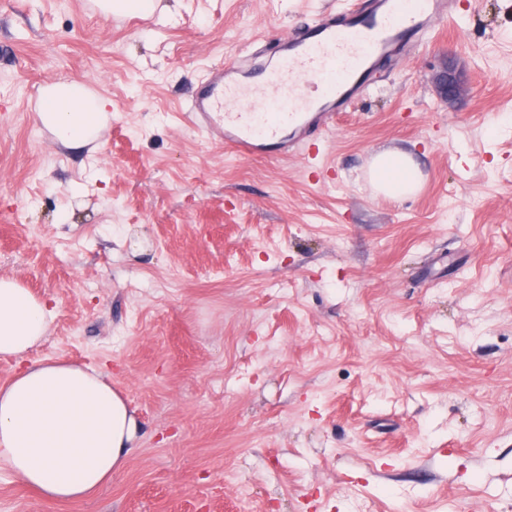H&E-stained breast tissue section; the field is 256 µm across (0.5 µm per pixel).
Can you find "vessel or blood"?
<instances>
[{"instance_id": "obj_1", "label": "vessel or blood", "mask_w": 512, "mask_h": 512, "mask_svg": "<svg viewBox=\"0 0 512 512\" xmlns=\"http://www.w3.org/2000/svg\"><path fill=\"white\" fill-rule=\"evenodd\" d=\"M451 0H369L362 10L328 11L279 45L256 48L210 70L193 95L198 129L241 155L318 154L316 133L367 95L378 61L410 53Z\"/></svg>"}]
</instances>
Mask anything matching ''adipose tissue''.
I'll use <instances>...</instances> for the list:
<instances>
[{
	"mask_svg": "<svg viewBox=\"0 0 512 512\" xmlns=\"http://www.w3.org/2000/svg\"><path fill=\"white\" fill-rule=\"evenodd\" d=\"M43 96L50 105L40 108L39 120L64 147L88 145L107 121L104 101L82 85L58 83ZM370 178L392 199L421 186L418 168L398 152L374 157ZM54 317L47 301L0 277V358L24 362L0 385V472L58 502L93 493L122 469L137 420L102 372L61 359L29 360Z\"/></svg>",
	"mask_w": 512,
	"mask_h": 512,
	"instance_id": "ef3b65f1",
	"label": "adipose tissue"
}]
</instances>
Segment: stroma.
Wrapping results in <instances>:
<instances>
[{"label": "stroma", "instance_id": "stroma-1", "mask_svg": "<svg viewBox=\"0 0 512 512\" xmlns=\"http://www.w3.org/2000/svg\"><path fill=\"white\" fill-rule=\"evenodd\" d=\"M455 2L311 158L239 156L191 92L364 0H0V276L56 308L31 359L107 373L138 419L97 493L4 473L0 512H512V0ZM62 82L110 102L82 148L37 117ZM385 151L415 194L376 192ZM102 9L106 15L112 13L151 14L156 9V0H104ZM431 83L437 97L446 105L463 101L472 93L454 64H448L447 60L434 70ZM370 178L376 189L385 197L400 199L414 194L421 186L418 168L406 154L384 152L373 158Z\"/></svg>", "mask_w": 512, "mask_h": 512}]
</instances>
